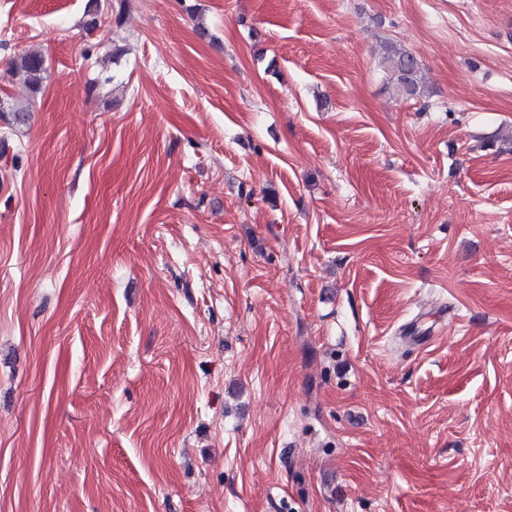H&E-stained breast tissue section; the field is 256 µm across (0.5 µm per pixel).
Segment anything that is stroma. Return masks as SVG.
<instances>
[{"mask_svg": "<svg viewBox=\"0 0 512 512\" xmlns=\"http://www.w3.org/2000/svg\"><path fill=\"white\" fill-rule=\"evenodd\" d=\"M0 512H512V0H0ZM381 58L388 85L404 96H424L421 64L411 53L394 45H386ZM13 68L22 75L30 91L36 93L40 89L45 70L44 59L40 52L29 51L20 55L13 61Z\"/></svg>", "mask_w": 512, "mask_h": 512, "instance_id": "1", "label": "stroma"}]
</instances>
